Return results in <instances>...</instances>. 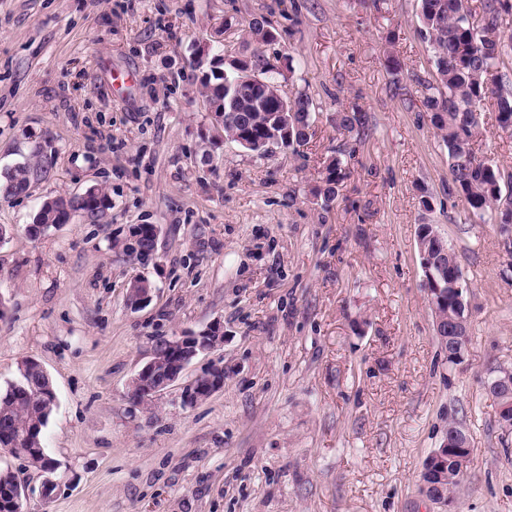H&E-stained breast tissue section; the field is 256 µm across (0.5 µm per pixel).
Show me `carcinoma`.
<instances>
[{
    "mask_svg": "<svg viewBox=\"0 0 512 512\" xmlns=\"http://www.w3.org/2000/svg\"><path fill=\"white\" fill-rule=\"evenodd\" d=\"M420 32L429 41L434 53L437 85L434 93L426 96L423 106L429 121L448 150V166L455 192L475 212L495 214V220L508 232L512 225V198L502 202L501 183L505 175L497 166L478 159L471 141L480 129L479 105L487 97L496 99V123L503 131H512V94L505 91L507 74L499 71L504 58L512 52V34L501 30L502 16L512 11V0H482L481 18L474 21L468 0H419ZM248 39L238 55L247 58L243 71L224 63V74L216 70L202 77L204 96L215 93L221 82L234 84L251 70L263 79L274 82V67L263 51L249 46H269L279 43L281 33L266 16L258 14L248 21ZM312 102L305 94H298L287 106L265 96L262 85L254 84L249 98L234 100L224 93V136L236 143L245 140L249 151L267 155L276 149H295L308 143L312 136ZM368 115L359 108L336 113V128L350 136L365 129ZM47 158L19 164L3 174L0 180V198L7 201L28 190L31 181L47 172ZM346 178V169L339 158L328 160L321 184L314 189V197L329 205L339 194ZM88 198L80 195L58 197L42 204L28 233L33 238L43 235L57 225L58 215L69 209L80 217L103 218L109 209L106 194L99 188L86 190ZM140 238L131 244L128 238L117 240L114 247L131 258H142L153 247L154 227L138 225ZM417 239L432 260V270L448 274L452 282L462 277L454 252L447 241L430 224L419 225ZM439 305L434 317L448 328V335L467 334L465 308L459 304L453 289ZM55 405L47 398L42 375L29 369L19 374L16 381L0 390V449L15 456L28 458L31 449L39 448L42 436ZM463 472L458 462L448 459V474L433 482L442 486L450 497L454 496Z\"/></svg>",
    "mask_w": 512,
    "mask_h": 512,
    "instance_id": "cac0c4a2",
    "label": "carcinoma"
}]
</instances>
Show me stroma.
<instances>
[{"label": "stroma", "mask_w": 512, "mask_h": 512, "mask_svg": "<svg viewBox=\"0 0 512 512\" xmlns=\"http://www.w3.org/2000/svg\"><path fill=\"white\" fill-rule=\"evenodd\" d=\"M256 14L283 35L265 49L291 58L283 91L313 102L310 141L264 157L221 137L189 65L227 16L214 50L238 52ZM419 29V0H0V172L36 150L53 160L0 200V388L28 357L57 395L43 436L55 497L0 454L28 484L25 512H442L421 474L452 422L473 450L455 512H512V431L487 392L512 370V254L452 190ZM354 106L369 125L348 139L334 118ZM480 110L474 154L512 171V134ZM332 156L347 177L325 209L312 191ZM92 186L106 219L29 237L44 200ZM134 224L160 229L146 267L113 246ZM422 224L467 287L455 364L423 286ZM141 274L155 290L134 309ZM217 320L219 347L132 403L156 344ZM216 362L223 390L184 406Z\"/></svg>", "instance_id": "1"}]
</instances>
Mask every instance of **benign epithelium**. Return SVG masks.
Instances as JSON below:
<instances>
[{
	"instance_id": "7a95c632",
	"label": "benign epithelium",
	"mask_w": 512,
	"mask_h": 512,
	"mask_svg": "<svg viewBox=\"0 0 512 512\" xmlns=\"http://www.w3.org/2000/svg\"><path fill=\"white\" fill-rule=\"evenodd\" d=\"M425 273L423 283L426 286L427 295L432 305L443 301L444 293L431 271V263L423 261ZM224 342V327L219 322H214L199 332H187L180 336H173L165 340L169 350L168 364L158 368L160 361L155 357L150 359L131 378L128 385V397L137 404L153 401L168 391L185 373L191 362L199 355L214 350ZM224 387V367L218 363L202 375L196 377L183 390V404L192 405L200 400L211 397ZM488 391L497 405L499 417L503 420L512 418V376H504L496 379L488 387ZM462 454V463L472 459L473 449L470 448L469 439L464 433H456L444 438L440 447L434 449L426 459L427 468L435 473L442 472L448 467V455ZM38 458L47 461L41 468L46 474L41 486V495L45 499L54 496L58 488V482L53 478L57 470V464L49 462V456L45 449H36ZM16 503L27 499L25 485L15 476L10 475L8 482L0 485Z\"/></svg>"
}]
</instances>
